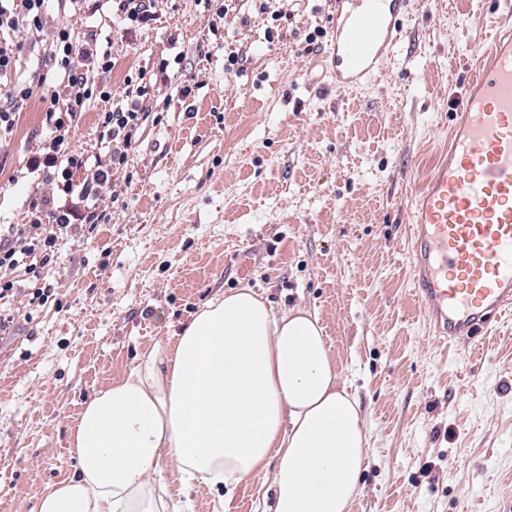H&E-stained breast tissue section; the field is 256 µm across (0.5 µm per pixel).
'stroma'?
Segmentation results:
<instances>
[{
	"mask_svg": "<svg viewBox=\"0 0 512 512\" xmlns=\"http://www.w3.org/2000/svg\"><path fill=\"white\" fill-rule=\"evenodd\" d=\"M263 8L282 37L269 38ZM155 11L130 37L111 5L90 15L51 0L39 48L18 61L38 92L0 135V225L21 223L49 191L26 164L47 134L56 27L97 32L113 66L95 82L114 94L161 59L170 66L144 99L116 189L96 202L103 221L15 273L51 295L16 296L0 331V512H33L72 474L87 401L246 285L274 312L317 313L361 405L369 448L351 512H512V317L476 351L439 343L405 262L407 198L448 143L493 0H422L383 76L347 92L332 88L323 48L303 50L309 29L330 28L336 0H155ZM103 107L88 102L71 148L107 151ZM161 468L176 512H258L272 480L187 489L173 463Z\"/></svg>",
	"mask_w": 512,
	"mask_h": 512,
	"instance_id": "35a3bbf8",
	"label": "stroma"
}]
</instances>
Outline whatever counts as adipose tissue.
<instances>
[{
	"mask_svg": "<svg viewBox=\"0 0 512 512\" xmlns=\"http://www.w3.org/2000/svg\"><path fill=\"white\" fill-rule=\"evenodd\" d=\"M71 442L76 472L35 512H169L164 456L188 486L272 472L263 512H350L367 435L317 315L275 314L245 286L84 404Z\"/></svg>",
	"mask_w": 512,
	"mask_h": 512,
	"instance_id": "ef3b65f1",
	"label": "adipose tissue"
}]
</instances>
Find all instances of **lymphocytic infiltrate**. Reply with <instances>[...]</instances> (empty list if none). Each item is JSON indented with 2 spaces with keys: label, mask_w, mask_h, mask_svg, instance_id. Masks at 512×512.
Masks as SVG:
<instances>
[{
  "label": "lymphocytic infiltrate",
  "mask_w": 512,
  "mask_h": 512,
  "mask_svg": "<svg viewBox=\"0 0 512 512\" xmlns=\"http://www.w3.org/2000/svg\"><path fill=\"white\" fill-rule=\"evenodd\" d=\"M48 2L0 0V82L10 87L6 102L0 103V131L13 127L17 112L35 91L33 84L15 78L22 49L17 36L39 35L44 28ZM48 56L62 81L44 112L49 134L30 158L28 169L50 185L52 197L34 202L26 223L8 225L0 232V329L13 320L5 305L18 290L14 271L49 263L60 236L76 234L84 225L101 221L95 199L100 189L109 185L119 169L127 165L135 150L133 133L144 112L141 98L146 90L140 87L99 115L102 136L112 146L107 159L71 149L74 123L96 90L90 73L111 69V54L100 48L97 37L79 42L62 26L56 30ZM80 172L85 178L78 185L73 177Z\"/></svg>",
  "instance_id": "obj_1"
}]
</instances>
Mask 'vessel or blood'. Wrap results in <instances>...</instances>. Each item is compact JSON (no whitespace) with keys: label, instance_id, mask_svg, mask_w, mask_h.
I'll return each instance as SVG.
<instances>
[{"label":"vessel or blood","instance_id":"vessel-or-blood-1","mask_svg":"<svg viewBox=\"0 0 512 512\" xmlns=\"http://www.w3.org/2000/svg\"><path fill=\"white\" fill-rule=\"evenodd\" d=\"M410 0H339L325 67L342 90L377 79ZM408 259L433 335H489L512 311V22L476 57L424 185L409 196Z\"/></svg>","mask_w":512,"mask_h":512}]
</instances>
